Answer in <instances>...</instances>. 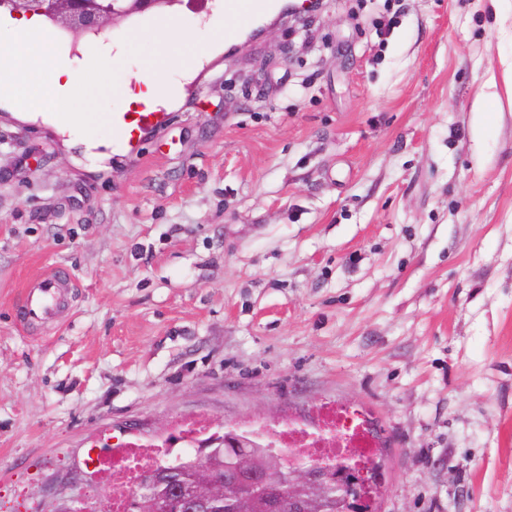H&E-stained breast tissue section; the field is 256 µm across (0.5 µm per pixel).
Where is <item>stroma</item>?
<instances>
[{
	"instance_id": "obj_1",
	"label": "stroma",
	"mask_w": 512,
	"mask_h": 512,
	"mask_svg": "<svg viewBox=\"0 0 512 512\" xmlns=\"http://www.w3.org/2000/svg\"><path fill=\"white\" fill-rule=\"evenodd\" d=\"M325 0L97 156L0 106V512L103 507V437L359 405L380 512H512V0ZM148 10L121 86L154 51ZM62 266L72 299L18 325ZM59 268L51 269L23 289L22 319L26 324L49 323L57 318L66 280Z\"/></svg>"
}]
</instances>
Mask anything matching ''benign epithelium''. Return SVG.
I'll return each instance as SVG.
<instances>
[{"instance_id": "1", "label": "benign epithelium", "mask_w": 512, "mask_h": 512, "mask_svg": "<svg viewBox=\"0 0 512 512\" xmlns=\"http://www.w3.org/2000/svg\"><path fill=\"white\" fill-rule=\"evenodd\" d=\"M160 3L161 0H7L12 12L19 15L38 11L74 34L103 33L117 21ZM223 446L245 449L236 454L235 468L254 482H264L282 468H288L291 512H312L314 492L346 506L355 493L358 478L365 477L364 472H356L349 453L336 455V463L330 464L319 458H306L298 451L275 450L254 441L251 433L236 436L216 432L177 469L179 473H192L208 499L222 498L228 492L238 501L246 496V488L239 480L218 476L212 465L217 449ZM174 481L172 470L151 466L143 469L132 490L139 512H168L169 506L163 502L159 489L165 486L170 493L177 491Z\"/></svg>"}]
</instances>
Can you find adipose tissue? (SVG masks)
<instances>
[{
    "label": "adipose tissue",
    "mask_w": 512,
    "mask_h": 512,
    "mask_svg": "<svg viewBox=\"0 0 512 512\" xmlns=\"http://www.w3.org/2000/svg\"><path fill=\"white\" fill-rule=\"evenodd\" d=\"M7 27L12 41L8 48L0 50V97L15 105L25 104L32 116L54 119L59 131L83 142L87 149H96L97 138L91 126L82 123L72 92L79 89L89 95L110 88L112 70L107 60L122 54L124 44L102 37L87 45L80 55L69 57L61 54L53 38L43 35L39 15L8 18ZM153 35L154 57L143 61L135 74L146 91L140 95L122 94V111L134 112L142 105L152 108L171 101L180 77L186 76L192 63L200 58L199 51H192L178 71L167 70L164 58L181 35L167 24L156 25Z\"/></svg>",
    "instance_id": "ef3b65f1"
}]
</instances>
